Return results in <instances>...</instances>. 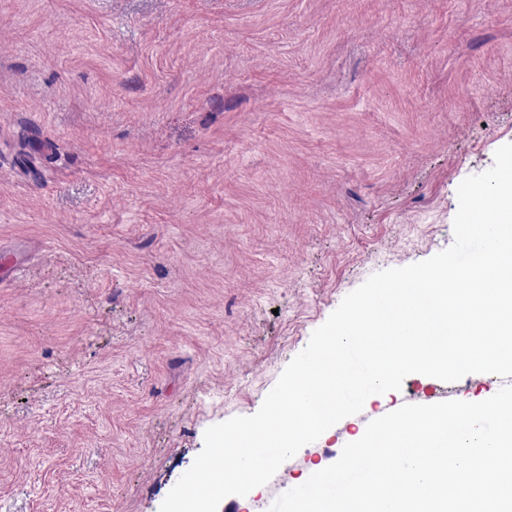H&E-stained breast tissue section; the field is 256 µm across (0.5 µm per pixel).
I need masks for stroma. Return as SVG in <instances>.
Listing matches in <instances>:
<instances>
[{"label":"stroma","instance_id":"obj_1","mask_svg":"<svg viewBox=\"0 0 512 512\" xmlns=\"http://www.w3.org/2000/svg\"><path fill=\"white\" fill-rule=\"evenodd\" d=\"M509 143L512 0H0V512H160ZM504 384L412 374L370 414Z\"/></svg>","mask_w":512,"mask_h":512}]
</instances>
